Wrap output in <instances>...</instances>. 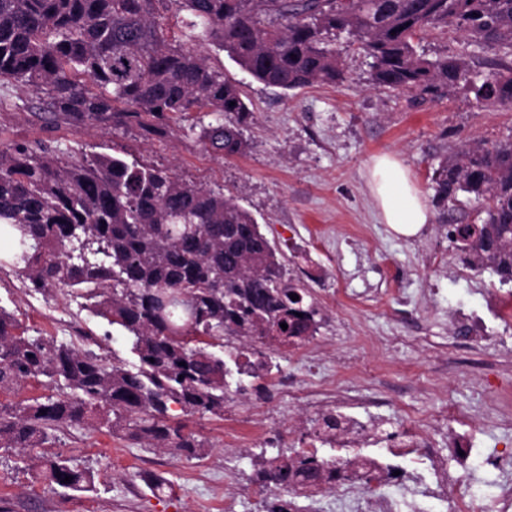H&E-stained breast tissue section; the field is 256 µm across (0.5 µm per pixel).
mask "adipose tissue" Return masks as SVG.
<instances>
[{"label": "adipose tissue", "mask_w": 512, "mask_h": 512, "mask_svg": "<svg viewBox=\"0 0 512 512\" xmlns=\"http://www.w3.org/2000/svg\"><path fill=\"white\" fill-rule=\"evenodd\" d=\"M372 193L383 222L400 235L413 236L431 221L427 204L396 156L384 155L375 160Z\"/></svg>", "instance_id": "ef3b65f1"}]
</instances>
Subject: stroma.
<instances>
[{
	"label": "stroma",
	"instance_id": "35a3bbf8",
	"mask_svg": "<svg viewBox=\"0 0 512 512\" xmlns=\"http://www.w3.org/2000/svg\"><path fill=\"white\" fill-rule=\"evenodd\" d=\"M333 45L344 81L288 92L258 82L214 46H201L253 108L243 129L248 149L231 158L205 148L198 133L209 119L200 114L147 139L125 126L46 120L36 94L0 82V98L10 104L0 112V151L42 143L74 159L109 154L234 196L275 247L286 280L305 285L318 321L313 336L293 345L264 344L272 371L262 376V390L285 376L296 380L297 394L281 393L269 404L250 393L234 396L228 422L182 416L206 444L200 456L144 447L121 431L64 426L48 452L94 477L93 491L75 493L44 483L28 453L0 448V498L9 512H224V489L234 486L236 472L259 469L281 444L297 447L310 436L318 415L307 400L320 383L303 371L305 356L319 361L330 384L375 398L362 414L384 431L412 422L441 440L454 409L466 416L459 432L473 436L485 457L512 453V429L502 424L512 416V322L495 317L512 297V282L471 267L448 236L451 217L475 220L476 204L464 193L456 205L435 203L432 188L444 158L476 140H512V108L477 102L463 85L426 99L376 88L359 41L343 32ZM418 48L431 59L464 56L475 72L495 56L453 31L421 36ZM381 154L397 156L430 203L433 220L416 236H401L380 218L368 171ZM461 306L484 318L486 340L459 330L454 317ZM0 308L29 335L92 350L109 364L136 362L123 331L91 314L84 299L24 288L8 265L0 267ZM256 421L268 435L257 446L249 438ZM148 476L164 483L162 493L150 492Z\"/></svg>",
	"mask_w": 512,
	"mask_h": 512
}]
</instances>
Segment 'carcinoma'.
I'll use <instances>...</instances> for the list:
<instances>
[{
    "mask_svg": "<svg viewBox=\"0 0 512 512\" xmlns=\"http://www.w3.org/2000/svg\"><path fill=\"white\" fill-rule=\"evenodd\" d=\"M171 10L186 14L190 42L216 47L269 87L343 81L330 38L348 32L371 59L377 88L438 96L463 82L478 101L512 106L504 93L512 61L491 60L472 80L465 58L430 59L414 43L451 29L512 54V0H0V80L45 95L51 116L75 127L135 126L153 138L174 117L213 114L200 139L216 155H239L253 110L222 65L167 34L162 19ZM226 115L235 121L221 122ZM432 182L444 204L466 193L482 205L480 222L454 224L456 241L473 265L512 280V141L470 146L442 162ZM0 225L13 245L0 265L35 291L68 288L89 301L93 315L127 333L139 361L108 365L30 336L0 308V392L29 380L60 390L0 402V448L35 453L52 487L87 492L94 480L45 451L51 432L122 423L135 441L197 456L204 445L172 406L224 415L231 371L211 348L226 336L316 331L307 289L285 283L251 213L169 171L17 144L0 152ZM270 464L284 488L319 475L316 459L299 454Z\"/></svg>",
    "mask_w": 512,
    "mask_h": 512,
    "instance_id": "cac0c4a2",
    "label": "carcinoma"
}]
</instances>
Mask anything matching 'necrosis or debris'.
<instances>
[{
    "label": "necrosis or debris",
    "instance_id": "1",
    "mask_svg": "<svg viewBox=\"0 0 512 512\" xmlns=\"http://www.w3.org/2000/svg\"><path fill=\"white\" fill-rule=\"evenodd\" d=\"M334 461L324 462L318 495L306 488L285 489L269 507L275 480L267 474L239 473L238 495L224 499V512H317V499L334 498L336 512H485L484 494L472 478L474 449L467 436L450 434L449 447L460 453V470L452 474L430 436L411 424L387 439L385 456L368 453V427L353 416L335 429ZM413 457L416 467L396 471L393 461Z\"/></svg>",
    "mask_w": 512,
    "mask_h": 512
}]
</instances>
